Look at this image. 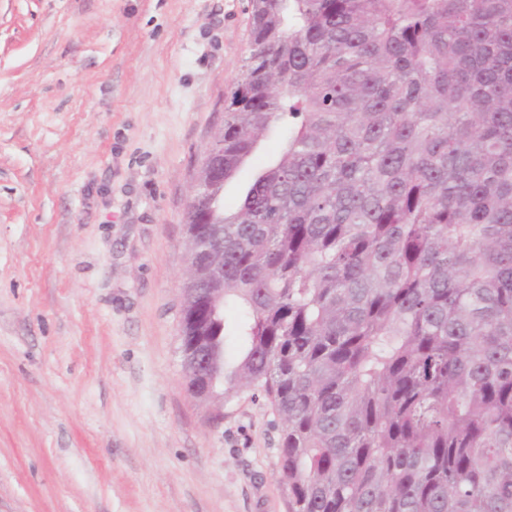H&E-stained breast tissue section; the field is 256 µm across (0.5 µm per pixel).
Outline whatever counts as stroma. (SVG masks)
<instances>
[{"mask_svg": "<svg viewBox=\"0 0 512 512\" xmlns=\"http://www.w3.org/2000/svg\"><path fill=\"white\" fill-rule=\"evenodd\" d=\"M251 12L0 0V512H289L268 402H199L181 361L186 214Z\"/></svg>", "mask_w": 512, "mask_h": 512, "instance_id": "35a3bbf8", "label": "stroma"}]
</instances>
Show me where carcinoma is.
<instances>
[{"label": "carcinoma", "instance_id": "1", "mask_svg": "<svg viewBox=\"0 0 512 512\" xmlns=\"http://www.w3.org/2000/svg\"><path fill=\"white\" fill-rule=\"evenodd\" d=\"M224 129V394L279 417L290 512H512V0H253ZM184 336L221 348V317ZM283 144V140L275 133H270L259 143L236 177L225 184L224 209L233 210L239 204L255 174L272 162Z\"/></svg>", "mask_w": 512, "mask_h": 512}]
</instances>
